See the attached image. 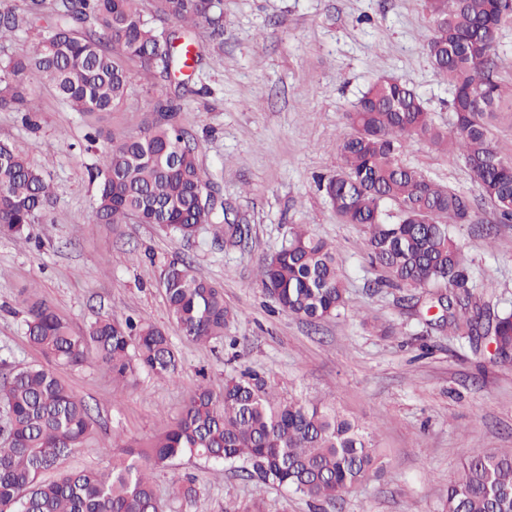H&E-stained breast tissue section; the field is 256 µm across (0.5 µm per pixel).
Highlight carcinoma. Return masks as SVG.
<instances>
[{"label":"carcinoma","instance_id":"1","mask_svg":"<svg viewBox=\"0 0 512 512\" xmlns=\"http://www.w3.org/2000/svg\"><path fill=\"white\" fill-rule=\"evenodd\" d=\"M52 19L40 24L45 12ZM434 33L427 56L435 74L453 89L454 122L438 126L418 95L398 78L371 83L346 113L351 133L339 145L343 166L320 181L328 203L345 224L365 229L363 248L383 276L379 287L413 288L448 313V328L495 345V361L512 365V311L492 314L471 283L454 235L475 211L464 193L441 185L401 160L412 139L457 154L482 198L504 223L512 222V156L494 145L492 130L512 120V85L495 76L494 42L512 0H429ZM209 26L224 37L220 0H25L0 13V45L35 31V49L0 65V111L35 112L18 90L36 71L81 113L112 112L127 96L130 67L138 64L167 81L179 68L196 69L191 30ZM181 97L165 90L155 99L140 133L104 150L91 168L98 181V224H158L184 238L213 224L218 205L206 193L194 139L182 124ZM53 198L47 177L33 168L22 146L0 142V231L21 236ZM261 287L278 307L317 321L341 315L346 288L336 248L301 225L289 228L281 248L259 265ZM171 318L196 343L224 339L233 314L224 293L184 263L163 270ZM26 334L55 363L84 365L95 352L112 376L147 373L173 379L178 359L169 336L155 325L102 318L84 333L43 299L26 301ZM7 416V447L0 448V512H162L150 472L184 457L239 467L313 503H333L375 463L367 428L323 401L280 400L267 380L244 371L224 392L201 385L181 419L142 446L129 445L112 470H78L44 479L58 461L84 443L94 421L88 406L54 371L20 367L0 386ZM175 497L194 504L196 481ZM445 512H512V448L471 451L448 485Z\"/></svg>","mask_w":512,"mask_h":512}]
</instances>
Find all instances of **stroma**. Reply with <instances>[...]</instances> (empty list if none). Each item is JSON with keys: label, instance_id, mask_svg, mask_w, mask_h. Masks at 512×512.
<instances>
[{"label": "stroma", "instance_id": "stroma-1", "mask_svg": "<svg viewBox=\"0 0 512 512\" xmlns=\"http://www.w3.org/2000/svg\"><path fill=\"white\" fill-rule=\"evenodd\" d=\"M221 7L222 43L204 24L193 34L203 60L188 80L195 93L182 123L229 221L247 226L248 238L230 244L208 225L185 239L153 224L94 223L90 169L111 139L139 131L157 96L155 80L132 66L119 110L82 114L46 79L28 75L23 85L38 106L33 122L0 111V140L28 146L29 162L51 178L55 196L31 225L29 243L0 235V384L18 365L46 362L25 335L24 299L48 301L78 333L100 318L131 316L165 330L178 377L143 374L119 384L92 355L79 368L56 366L96 421L57 473L111 470L122 448L171 428L198 385L220 393L225 378L250 370L278 398L327 401L368 427L373 469L317 508L242 469L185 457L153 474L164 512H232L253 502L263 512H443L469 449L512 448V367L408 304L410 289L376 287L363 227L340 223L319 189L341 167L345 113L381 76L413 88L436 124L452 125V91L425 52L433 32L428 0H221ZM402 159L474 201L475 223L457 227L456 236L484 302L494 312L512 310V223H499L454 154L413 141ZM295 224L336 247L347 287L339 317L290 316L262 291L259 263ZM176 259L223 290L236 314L226 341H188L169 319L160 277ZM190 477L200 489L192 506L173 495Z\"/></svg>", "mask_w": 512, "mask_h": 512}]
</instances>
